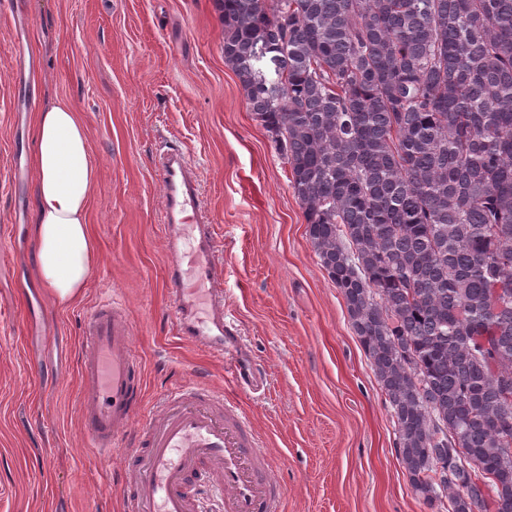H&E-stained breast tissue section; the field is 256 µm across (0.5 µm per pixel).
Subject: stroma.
<instances>
[{
	"label": "stroma",
	"mask_w": 512,
	"mask_h": 512,
	"mask_svg": "<svg viewBox=\"0 0 512 512\" xmlns=\"http://www.w3.org/2000/svg\"><path fill=\"white\" fill-rule=\"evenodd\" d=\"M0 0V237H25L0 267V512H125L120 461L79 421L86 313L121 304L145 367L142 412L190 381L248 414L281 488L279 512H429L396 450L397 433L321 267L290 186L291 168L224 61L217 0ZM65 98L88 128L97 178L96 248L83 296L63 306L36 275L34 118ZM196 166L224 263L225 322L256 390L181 340L164 288L159 145Z\"/></svg>",
	"instance_id": "35a3bbf8"
}]
</instances>
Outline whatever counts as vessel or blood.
<instances>
[{
	"label": "vessel or blood",
	"instance_id": "b4317fda",
	"mask_svg": "<svg viewBox=\"0 0 512 512\" xmlns=\"http://www.w3.org/2000/svg\"><path fill=\"white\" fill-rule=\"evenodd\" d=\"M156 169L163 186L165 288L177 334L224 356V263L198 173L176 147L158 153ZM79 373L80 420L94 446L111 452L125 436L134 438L126 470L128 512H200L205 485L223 491L224 512H278L280 492L269 461L237 404L216 413L214 389L193 384L140 415V357L119 307L100 303L90 309Z\"/></svg>",
	"mask_w": 512,
	"mask_h": 512
}]
</instances>
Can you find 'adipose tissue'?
<instances>
[{
	"mask_svg": "<svg viewBox=\"0 0 512 512\" xmlns=\"http://www.w3.org/2000/svg\"><path fill=\"white\" fill-rule=\"evenodd\" d=\"M34 143L37 274L66 305L81 295L94 260L87 209L97 166L82 116L68 100L39 109Z\"/></svg>",
	"mask_w": 512,
	"mask_h": 512,
	"instance_id": "adipose-tissue-1",
	"label": "adipose tissue"
}]
</instances>
